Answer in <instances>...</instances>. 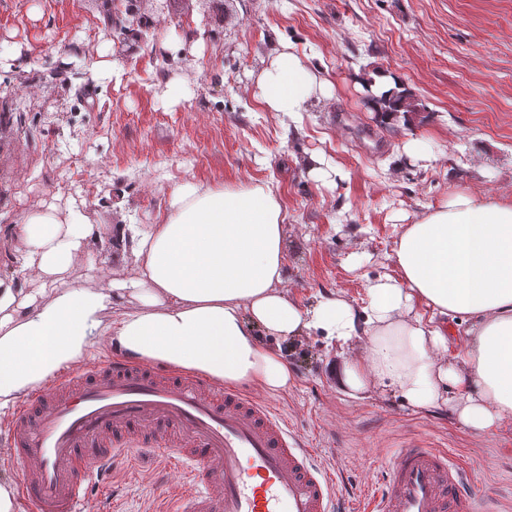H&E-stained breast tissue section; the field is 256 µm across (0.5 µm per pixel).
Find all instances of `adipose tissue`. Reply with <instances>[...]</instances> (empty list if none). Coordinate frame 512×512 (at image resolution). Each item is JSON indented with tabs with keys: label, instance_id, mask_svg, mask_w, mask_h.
I'll list each match as a JSON object with an SVG mask.
<instances>
[{
	"label": "adipose tissue",
	"instance_id": "1",
	"mask_svg": "<svg viewBox=\"0 0 512 512\" xmlns=\"http://www.w3.org/2000/svg\"><path fill=\"white\" fill-rule=\"evenodd\" d=\"M255 87L266 111L292 118L332 97L289 42L265 61ZM11 229L20 247L0 273L1 424L20 396L101 346L222 384L287 391L289 360L259 345L261 330L335 342L329 374L349 396L378 385L419 409L448 407L477 433L512 430V196L461 189L425 207L401 228L398 276L369 280L360 309L340 293L304 308L284 288L286 215L266 182L175 185L159 223L116 234L79 205L53 201ZM92 238L105 249L116 238L131 245L132 272L102 265L75 285L71 272ZM19 276L34 290H17ZM419 302L431 319L416 313ZM451 316L467 325L455 355L436 325Z\"/></svg>",
	"mask_w": 512,
	"mask_h": 512
}]
</instances>
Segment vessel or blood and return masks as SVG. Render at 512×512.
<instances>
[{
    "label": "vessel or blood",
    "mask_w": 512,
    "mask_h": 512,
    "mask_svg": "<svg viewBox=\"0 0 512 512\" xmlns=\"http://www.w3.org/2000/svg\"><path fill=\"white\" fill-rule=\"evenodd\" d=\"M26 512H82L90 485L149 449L179 471L166 512H490L470 466L412 440L355 502L264 402L189 372L116 355L60 374L17 404L7 430Z\"/></svg>",
    "instance_id": "obj_1"
}]
</instances>
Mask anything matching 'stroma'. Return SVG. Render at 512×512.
<instances>
[{"label":"stroma","instance_id":"stroma-1","mask_svg":"<svg viewBox=\"0 0 512 512\" xmlns=\"http://www.w3.org/2000/svg\"><path fill=\"white\" fill-rule=\"evenodd\" d=\"M142 40L105 22L103 0H0V98L25 110L0 130V236L53 196L83 202L99 226L154 224L185 181L273 183L287 212L285 283L301 306L340 293L358 308L366 283L396 274L399 223L470 188L512 195V0H143ZM333 86L301 122L266 112L250 88L279 42ZM119 63L114 78L105 62ZM384 70L422 102V121L381 125L358 81ZM48 82H41V75ZM434 145L427 165L400 156ZM322 153L344 172L334 190L308 177ZM335 346L303 337L288 392L261 394L341 474L377 482L411 437L472 463L512 512V434L479 435L448 408L415 409L376 387L339 393ZM117 512H156L180 490L157 466L116 474Z\"/></svg>","mask_w":512,"mask_h":512}]
</instances>
